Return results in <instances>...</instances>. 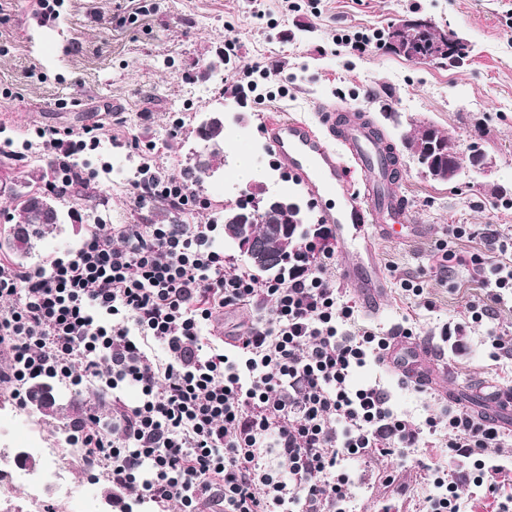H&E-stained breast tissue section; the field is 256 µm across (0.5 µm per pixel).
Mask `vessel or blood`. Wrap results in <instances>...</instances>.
I'll return each mask as SVG.
<instances>
[{
  "instance_id": "obj_1",
  "label": "vessel or blood",
  "mask_w": 512,
  "mask_h": 512,
  "mask_svg": "<svg viewBox=\"0 0 512 512\" xmlns=\"http://www.w3.org/2000/svg\"><path fill=\"white\" fill-rule=\"evenodd\" d=\"M316 110L312 122L269 116L263 124L265 135L275 161L315 197L320 222L330 225L339 250L349 253L343 284L365 312L376 314L391 288L379 241L419 238L427 228L413 223L405 199L392 189L388 139L366 127L357 109L321 100ZM383 363L438 397H447L448 366L423 340L394 334Z\"/></svg>"
}]
</instances>
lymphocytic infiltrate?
<instances>
[{
    "instance_id": "obj_1",
    "label": "lymphocytic infiltrate",
    "mask_w": 512,
    "mask_h": 512,
    "mask_svg": "<svg viewBox=\"0 0 512 512\" xmlns=\"http://www.w3.org/2000/svg\"><path fill=\"white\" fill-rule=\"evenodd\" d=\"M131 202L171 216L96 225L47 270L0 261V299L12 302L0 312V346L18 385L50 377L76 392L101 383L140 394L113 412L111 426L91 412L65 438L107 469L120 512L144 503L164 512L173 502L180 512H351L358 480L346 459L409 458L443 421L450 464L434 468L420 512H459L473 486L496 512H512V494L483 473L486 451L512 446L511 433L453 404L419 424L395 414L379 384H354L389 342L355 328L352 307L328 281L334 254L261 282L225 258L216 225L190 223L208 207L192 180L169 171L134 179ZM471 263L494 277L490 303L470 305L471 319L489 321L493 360H511L512 335L493 322L512 293V245L494 239ZM261 296L270 318L231 347L217 345V317ZM461 458L473 473L456 468ZM130 490L132 505L123 498Z\"/></svg>"
}]
</instances>
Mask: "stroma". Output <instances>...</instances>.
Here are the masks:
<instances>
[{
  "instance_id": "obj_1",
  "label": "stroma",
  "mask_w": 512,
  "mask_h": 512,
  "mask_svg": "<svg viewBox=\"0 0 512 512\" xmlns=\"http://www.w3.org/2000/svg\"><path fill=\"white\" fill-rule=\"evenodd\" d=\"M420 15L467 41L463 64L410 60L375 42L362 51L337 44L341 35L384 32ZM228 41L238 47L231 58L224 55ZM212 61L218 64L213 71ZM255 64L272 71V82L244 97L225 93L230 70ZM321 99L361 110L391 140L430 124L462 154L475 148L486 154L488 169H465L452 184L430 181L401 154L398 189L413 223L430 233L380 243L392 283L388 305L377 318L360 310L355 316L383 332L415 327L444 358L459 398L477 394L487 379L512 386V362L490 359L486 326L467 313L469 302L487 297L480 276L468 265L446 276L434 269L440 248L482 254L487 230L512 235V0H322L318 11L305 6L285 18L278 0H61L54 16L44 14L40 0H0V144L16 151L40 128L76 130L81 116L93 113L104 127L101 147L109 166L119 170L145 160L179 171L203 149L196 129L206 112L238 114L240 123H227L224 132L223 171L194 185L209 202L205 222L243 199L234 180L243 149L263 161L262 185L269 192L305 197L301 186L268 164L260 124L271 113L314 118ZM176 120L183 127L174 138ZM89 193L90 200L62 206V232L35 241L23 258L3 245L13 205L0 189V258L46 267L82 243L94 217L108 225L136 222L129 180L94 182ZM452 224L465 225L466 236L449 238ZM407 283L420 286L421 295L405 292ZM355 381L380 384L393 411L415 420L440 410L439 401L385 367L367 364ZM65 424L20 407L0 383V469L14 471V449H55L57 468L88 484L91 512H102L101 483L89 478L65 443ZM374 469L394 473L396 481L388 486L371 479L357 492V512H418L432 490L411 461L388 457Z\"/></svg>"
}]
</instances>
